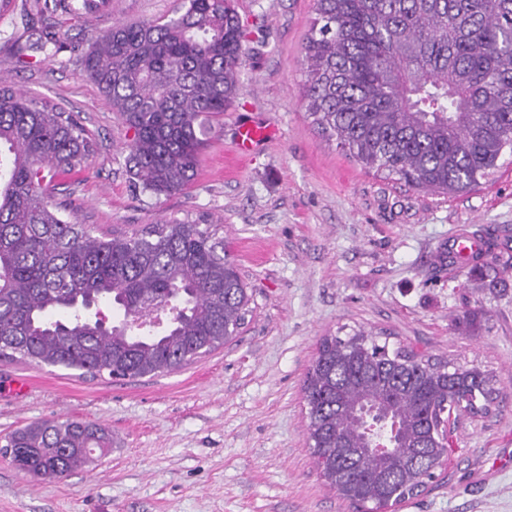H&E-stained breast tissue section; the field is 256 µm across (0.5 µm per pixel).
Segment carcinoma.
I'll use <instances>...</instances> for the list:
<instances>
[{"mask_svg": "<svg viewBox=\"0 0 512 512\" xmlns=\"http://www.w3.org/2000/svg\"><path fill=\"white\" fill-rule=\"evenodd\" d=\"M105 0H36L74 14ZM304 42L312 124L363 168L422 190L466 192L512 157V0H315ZM233 0H181L165 21L116 23L80 59L133 132V185L156 196L194 177L213 121L238 90L245 56ZM93 142L79 116L0 82V357L135 379L179 370L236 337L247 288L219 225L168 221L110 238L64 215L48 174L84 167ZM173 322L129 331L89 317L156 303ZM493 379L394 351L363 333L325 336L306 374L307 438L320 476L357 512H386L421 493L445 453L452 412L486 416ZM395 450L360 453L374 427ZM112 447L83 420L36 422L0 449L19 471L61 479Z\"/></svg>", "mask_w": 512, "mask_h": 512, "instance_id": "cac0c4a2", "label": "carcinoma"}]
</instances>
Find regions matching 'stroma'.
<instances>
[{
  "instance_id": "obj_1",
  "label": "stroma",
  "mask_w": 512,
  "mask_h": 512,
  "mask_svg": "<svg viewBox=\"0 0 512 512\" xmlns=\"http://www.w3.org/2000/svg\"><path fill=\"white\" fill-rule=\"evenodd\" d=\"M179 0H106L82 15L0 9V79L80 113L95 151L49 184L96 236L207 214L252 300L238 336L171 373L137 380L0 358V440L30 423L80 419L112 447L62 480L0 456V512H353L319 476L303 382L325 336L362 331L491 373L489 416H457L447 464L394 512H512V268L452 266L455 226L512 236V164L457 195L359 166L312 124L302 46L314 0H235L246 57L194 179L154 196L125 165L132 136L79 60L118 22L166 19ZM55 31L65 47L42 44ZM273 128L245 157L240 124ZM25 383L16 391V383Z\"/></svg>"
}]
</instances>
